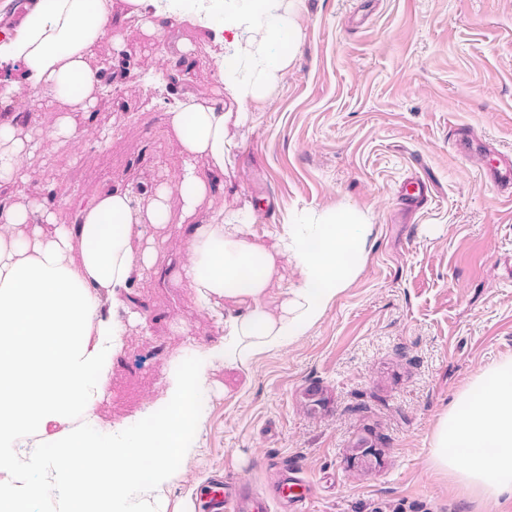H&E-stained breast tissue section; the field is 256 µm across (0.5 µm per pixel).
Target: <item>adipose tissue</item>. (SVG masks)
Listing matches in <instances>:
<instances>
[{"mask_svg": "<svg viewBox=\"0 0 512 512\" xmlns=\"http://www.w3.org/2000/svg\"><path fill=\"white\" fill-rule=\"evenodd\" d=\"M195 2L194 20L221 50L218 79L239 109L213 99L167 105L185 157L177 188L160 187L139 207L127 191L110 189L85 204L78 223H59L43 201L24 200L30 141L18 136L16 115L0 111V186L21 197L0 211V512H35L46 500L52 512H166L164 491L181 475L176 464L194 451L182 430L199 415L209 367L248 365L301 335L360 271L371 225L352 208L289 225L266 242L252 235L247 212L196 222L238 148L229 126L247 124L243 105L266 98L303 30L302 0ZM180 12V0H26L0 42V66L14 73L12 101L31 110L46 98L69 101L72 111L50 134L78 135L101 81L91 62L114 25L132 18L156 32ZM174 197L190 224L187 285L204 306L223 307L224 337L180 370L162 411L134 433L75 425L103 399L124 331L104 316L102 300L127 307L134 277L154 263L153 232L168 223ZM288 264L298 281L286 288ZM430 459L476 501L512 497V359L456 396L433 430Z\"/></svg>", "mask_w": 512, "mask_h": 512, "instance_id": "obj_1", "label": "adipose tissue"}]
</instances>
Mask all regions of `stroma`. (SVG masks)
I'll use <instances>...</instances> for the list:
<instances>
[{"label":"stroma","instance_id":"obj_1","mask_svg":"<svg viewBox=\"0 0 512 512\" xmlns=\"http://www.w3.org/2000/svg\"><path fill=\"white\" fill-rule=\"evenodd\" d=\"M300 24V48L269 96L247 104L224 187L197 219L249 209L261 235L350 206L372 224L363 267L301 336L245 368L214 363L219 386L201 401L195 452L165 490L167 512H194L215 472L262 488L285 464L314 486L309 512H479L428 456L455 396L512 359V200L483 176L512 155V0H304ZM118 32L137 63L81 138L47 136L61 110L47 100L20 128L38 138L23 159L29 195L67 224L94 191L177 185L183 158L159 105L176 59L192 63L178 96L238 109L216 77L207 29L173 18L151 35ZM102 127L112 130L103 146ZM462 130L489 152H458ZM413 173L428 179L431 199L406 211L397 194ZM155 237V268L132 287L140 319L114 312L125 333L95 410L103 427L134 430L197 348L224 335L223 319L179 278L187 225ZM362 439L370 457L354 453Z\"/></svg>","mask_w":512,"mask_h":512}]
</instances>
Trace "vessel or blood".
I'll return each mask as SVG.
<instances>
[{
  "label": "vessel or blood",
  "instance_id": "vessel-or-blood-1",
  "mask_svg": "<svg viewBox=\"0 0 512 512\" xmlns=\"http://www.w3.org/2000/svg\"><path fill=\"white\" fill-rule=\"evenodd\" d=\"M428 186L419 177L408 179L398 191V202L415 208L426 201ZM314 494L312 484L298 471H281L270 493L253 489L250 481L216 474L198 490V512H305Z\"/></svg>",
  "mask_w": 512,
  "mask_h": 512
}]
</instances>
